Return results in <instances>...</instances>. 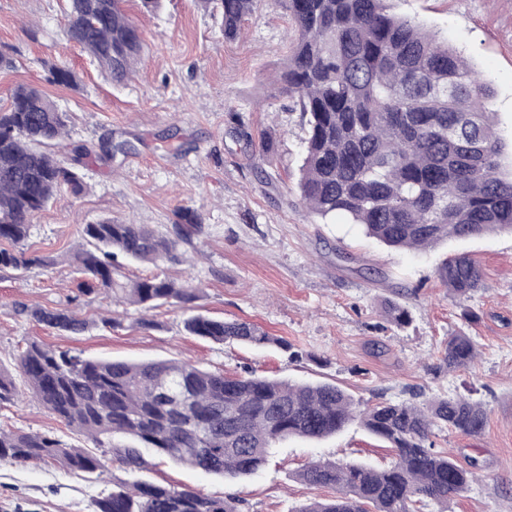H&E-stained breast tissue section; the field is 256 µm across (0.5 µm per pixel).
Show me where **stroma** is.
Segmentation results:
<instances>
[{
	"label": "stroma",
	"instance_id": "1",
	"mask_svg": "<svg viewBox=\"0 0 512 512\" xmlns=\"http://www.w3.org/2000/svg\"><path fill=\"white\" fill-rule=\"evenodd\" d=\"M391 14L420 22L461 52L493 91L500 135L512 140V0H388ZM144 44L137 74L116 86L63 34L64 0H0V106L20 83L41 85L68 114L69 138L130 141L136 150L108 162L87 159L85 190L61 193L34 216L25 242L41 257L26 270H0V368L19 398L0 404V426L83 447L86 439L27 395L16 367L31 340L85 356L129 361L175 360L228 376L252 372L290 382H330L365 403L423 402L466 395L487 412L482 434L438 433L437 448L477 478L451 512H512V233L496 231L421 250L397 249L366 236L343 216L325 220L300 200L297 182L306 131L275 77L293 37L292 22L272 0H255L239 37L225 41L219 13L192 0H163L147 12L128 0ZM42 30L31 40L29 27ZM70 69L75 87L46 83L51 65ZM239 113L269 151L236 142L226 122ZM196 210L202 231L182 245L183 262H124L130 279L155 274L200 288L191 309L162 305L141 313L111 293L78 292L73 255L84 225L103 217L170 232L182 208ZM466 253L482 282L465 304L441 283L445 258ZM408 309L399 327L387 302ZM70 308L90 328L62 334L33 322L31 306ZM202 313L262 326L288 344L218 345L187 335L183 321ZM150 326H141L140 317ZM471 336L470 369L440 366L449 336ZM392 454L359 423L319 440L288 438L247 477L212 475L151 457L142 479L240 499L241 512H296L330 489L297 481L318 460L384 465ZM98 478L73 476L53 462L0 465V512H92L95 499L131 476L113 458Z\"/></svg>",
	"mask_w": 512,
	"mask_h": 512
}]
</instances>
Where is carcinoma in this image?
Segmentation results:
<instances>
[{"instance_id": "1", "label": "carcinoma", "mask_w": 512, "mask_h": 512, "mask_svg": "<svg viewBox=\"0 0 512 512\" xmlns=\"http://www.w3.org/2000/svg\"><path fill=\"white\" fill-rule=\"evenodd\" d=\"M126 0H69L66 37L80 45L115 85L126 82L141 59L142 40ZM221 15L224 39L240 34L254 0H196ZM387 0H274L292 18L295 35L277 82L307 125L299 190L323 219L336 215L365 234L398 248L431 247L453 238L512 232V173L502 172L505 144L491 101L493 93L423 24L388 13ZM52 83L73 86L64 67ZM67 113L34 84H20L0 109V269L42 263L24 242L33 216L62 190H84L75 166L91 154L71 149L66 165L47 147L64 139ZM201 232L195 212L178 214L173 236L147 224L104 218L83 227L77 254L87 295L109 290L117 301L144 310L184 306L198 289L168 276L120 279L118 258L176 263L178 246ZM438 275L451 297L463 301L481 283L479 266L466 254L447 258ZM29 316L58 331L80 335L88 322L67 308L33 306ZM189 336L216 343L284 345L260 326L193 314ZM476 358L471 337L448 338L442 356L448 371ZM18 369L33 398L92 442L108 448L128 472L147 468L143 449L206 473L243 477L267 462L268 448L289 437L321 439L360 418L388 441L394 460L382 467L314 462L298 478L336 495L295 512H421L464 493L476 464L467 469L435 448V431L477 436L486 411L465 396L421 404L379 401L364 409L331 383L292 384L253 374L227 376L180 361L93 360L36 341L19 355ZM12 378L0 369V403L14 399ZM53 460L75 475L102 468L97 453L40 433L0 427V465ZM94 512H240V501L143 481L122 483L94 502Z\"/></svg>"}]
</instances>
